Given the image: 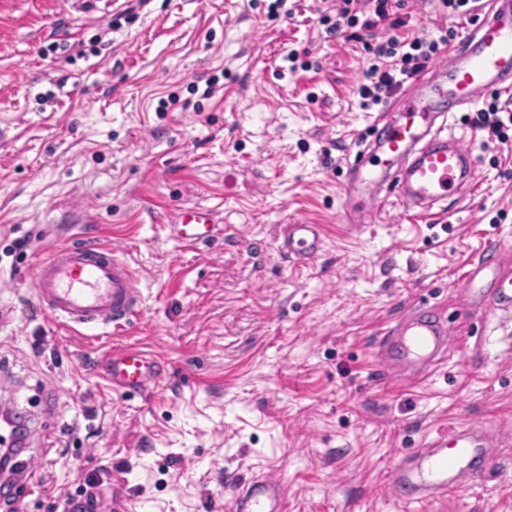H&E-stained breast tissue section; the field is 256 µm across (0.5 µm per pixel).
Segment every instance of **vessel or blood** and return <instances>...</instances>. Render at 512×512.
I'll return each instance as SVG.
<instances>
[{
	"mask_svg": "<svg viewBox=\"0 0 512 512\" xmlns=\"http://www.w3.org/2000/svg\"><path fill=\"white\" fill-rule=\"evenodd\" d=\"M473 14L464 43L409 82L394 107L395 118L382 112L374 119V136L348 164L344 223H356L361 212L378 216L393 204L429 212L471 180L476 157L448 133V122L452 114L474 107L483 93L512 90V0H489ZM215 232L211 211L199 207L178 210L170 226L171 236L186 247L210 240ZM322 246L318 225L291 224L278 252L288 259H310ZM31 279L48 317L71 328L126 326L143 303L140 280L128 263L94 241L65 243L38 257ZM462 288L472 302L512 311V269L499 263L496 247L471 262ZM447 342V319L415 313L396 321L380 338L379 362L390 370L429 365ZM161 373L157 361L128 348L113 354L109 379L113 387L135 395L149 391ZM495 445L482 428L450 427L427 447L405 455L391 472V486L411 502L466 490L477 462ZM238 498L243 512H288L282 486L260 477L243 482Z\"/></svg>",
	"mask_w": 512,
	"mask_h": 512,
	"instance_id": "1",
	"label": "vessel or blood"
}]
</instances>
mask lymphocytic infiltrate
<instances>
[{
  "mask_svg": "<svg viewBox=\"0 0 512 512\" xmlns=\"http://www.w3.org/2000/svg\"><path fill=\"white\" fill-rule=\"evenodd\" d=\"M398 7L397 0H336L332 14L321 19L326 34L331 36L355 26L366 33L364 49L370 54L371 63L356 94L361 109L367 111L396 94L458 35L453 27L442 29L436 38L405 31L404 20L395 14ZM383 24L388 26V34L377 35V28ZM464 121L485 131L488 140L502 144L512 140V107L502 104L500 95H492Z\"/></svg>",
  "mask_w": 512,
  "mask_h": 512,
  "instance_id": "lymphocytic-infiltrate-1",
  "label": "lymphocytic infiltrate"
}]
</instances>
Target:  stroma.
Returning a JSON list of instances; mask_svg holds the SVG:
<instances>
[{"label": "stroma", "mask_w": 512, "mask_h": 512, "mask_svg": "<svg viewBox=\"0 0 512 512\" xmlns=\"http://www.w3.org/2000/svg\"><path fill=\"white\" fill-rule=\"evenodd\" d=\"M0 0V403L25 401L42 478L19 512H55L84 474L124 512H236L233 477H284L289 512H512V313L464 303L467 264L512 256V142L454 117L472 185L430 216L396 205L341 221L348 158L375 112L353 89L369 65L329 36L325 0ZM438 36L437 0H404ZM297 51L303 68L284 58ZM215 208L224 235L185 249L180 208ZM317 224L312 259L282 258L290 224ZM130 262L141 314L123 330L52 323L19 280L67 240ZM450 317L446 358L390 374L381 332L420 302ZM166 371L146 396L114 390L113 351ZM502 436L463 492L404 507L394 466L449 423Z\"/></svg>", "instance_id": "1"}]
</instances>
